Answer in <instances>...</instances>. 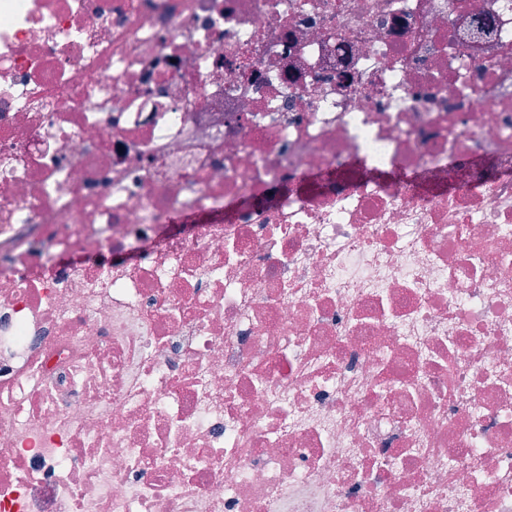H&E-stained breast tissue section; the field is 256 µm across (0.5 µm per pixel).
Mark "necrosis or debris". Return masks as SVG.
I'll list each match as a JSON object with an SVG mask.
<instances>
[{"instance_id":"4bbe7bcc","label":"necrosis or debris","mask_w":512,"mask_h":512,"mask_svg":"<svg viewBox=\"0 0 512 512\" xmlns=\"http://www.w3.org/2000/svg\"><path fill=\"white\" fill-rule=\"evenodd\" d=\"M0 512H512V0H0Z\"/></svg>"}]
</instances>
